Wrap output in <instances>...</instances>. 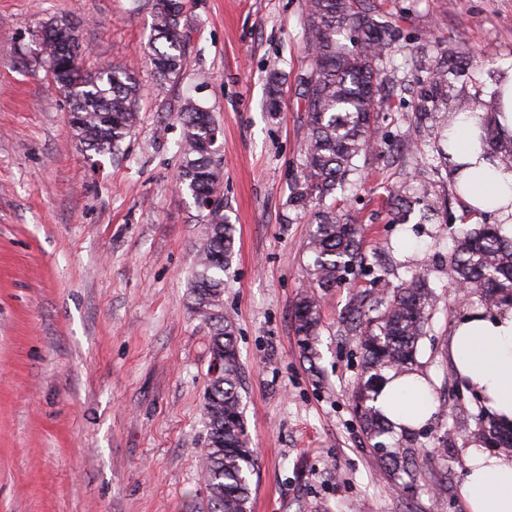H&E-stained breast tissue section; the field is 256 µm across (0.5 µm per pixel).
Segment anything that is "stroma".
<instances>
[{"mask_svg":"<svg viewBox=\"0 0 512 512\" xmlns=\"http://www.w3.org/2000/svg\"><path fill=\"white\" fill-rule=\"evenodd\" d=\"M183 3L182 75L164 84L147 61L152 0H0V512H206L211 330L188 304L204 223L175 181L189 102L221 130L235 228L224 310L258 454L251 512H466L480 402L448 340L482 304L461 296L448 257L459 230L500 218L465 214L438 149L458 102L490 99L512 67V0H370L390 30L388 144L325 200L362 224L370 272L324 292L313 363L293 320L312 219L287 204L307 135V0ZM50 20L72 24L85 71L133 70L140 121L118 156L73 139L71 103L36 58ZM441 62L444 90L430 80ZM415 273L437 295L416 365L436 411L408 443L427 457L411 477L375 464L352 402L363 360L342 321L353 295L380 297Z\"/></svg>","mask_w":512,"mask_h":512,"instance_id":"35a3bbf8","label":"stroma"}]
</instances>
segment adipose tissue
<instances>
[{
    "label": "adipose tissue",
    "instance_id": "obj_1",
    "mask_svg": "<svg viewBox=\"0 0 512 512\" xmlns=\"http://www.w3.org/2000/svg\"><path fill=\"white\" fill-rule=\"evenodd\" d=\"M498 111L459 112L449 122L448 165L467 211H501L509 216L505 234L512 236V167L494 166L488 159V128L512 136V69L497 84ZM461 379L489 397V409L502 424L512 423V313L489 316L474 313L463 318L448 344ZM375 405L397 432L427 423L434 412L427 378L414 372L387 383ZM469 473L463 487L468 512H512V456L476 448L468 451Z\"/></svg>",
    "mask_w": 512,
    "mask_h": 512
}]
</instances>
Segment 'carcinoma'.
<instances>
[{
	"label": "carcinoma",
	"mask_w": 512,
	"mask_h": 512,
	"mask_svg": "<svg viewBox=\"0 0 512 512\" xmlns=\"http://www.w3.org/2000/svg\"><path fill=\"white\" fill-rule=\"evenodd\" d=\"M182 0H154L148 56L161 82H175L182 71L180 28ZM51 32L42 45L41 61L55 68V83L71 101V128L78 142L97 154L113 153L139 121L135 102L139 86L127 67L114 66L95 73L59 55V33ZM306 29L310 72L306 80L308 135L302 149L300 173L288 203L303 209L321 200L346 181L353 161L384 144L377 125L383 95L384 71L380 58L385 47L383 26L374 19L366 0H308ZM346 34L350 44L337 36ZM182 127L180 184L194 198L219 192L224 179L216 147L209 133L216 129L212 113L191 103L178 113ZM493 156L512 165V138L488 130ZM205 238L195 254V272L189 294L190 309L212 329L211 351L224 352V368L208 384L203 415L208 438L201 456L209 512H250L251 477L257 456L249 446L242 397L239 392V355L233 322L224 315V274L234 255L233 225L226 213L213 209L203 215ZM362 227L342 216L323 211L309 236L307 249L314 255L307 289L294 310L296 336L305 358L317 357L321 330V291L336 286L344 272L360 258ZM448 277L479 293L487 308L512 307V238L489 224L478 225L457 240L448 257ZM436 294L427 278L414 275L383 296L367 303L355 298L344 318L345 331L358 337L364 379L354 395V406L369 440L394 432V426L372 405L386 373L413 371L419 342L428 334ZM473 436L481 446L512 452V428L490 413L477 415ZM394 467L418 471L424 458L403 448L385 453Z\"/></svg>",
	"instance_id": "cac0c4a2"
}]
</instances>
